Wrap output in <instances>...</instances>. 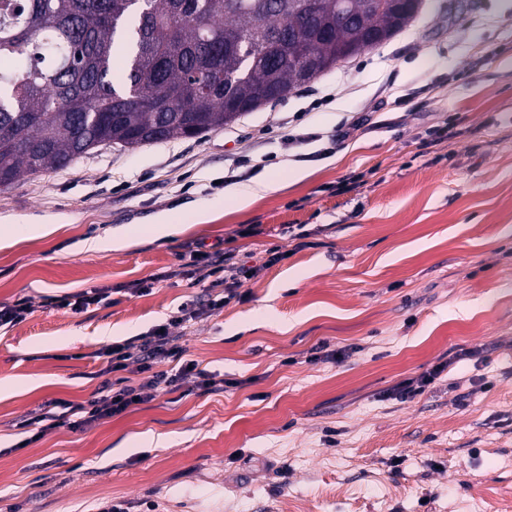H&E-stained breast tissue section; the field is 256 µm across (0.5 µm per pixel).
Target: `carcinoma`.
<instances>
[{
	"label": "carcinoma",
	"instance_id": "cac0c4a2",
	"mask_svg": "<svg viewBox=\"0 0 512 512\" xmlns=\"http://www.w3.org/2000/svg\"><path fill=\"white\" fill-rule=\"evenodd\" d=\"M402 0H0V188L197 137L392 38Z\"/></svg>",
	"mask_w": 512,
	"mask_h": 512
}]
</instances>
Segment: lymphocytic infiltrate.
I'll list each match as a JSON object with an SVG mask.
<instances>
[{
    "label": "lymphocytic infiltrate",
    "mask_w": 512,
    "mask_h": 512,
    "mask_svg": "<svg viewBox=\"0 0 512 512\" xmlns=\"http://www.w3.org/2000/svg\"><path fill=\"white\" fill-rule=\"evenodd\" d=\"M282 258V253L274 247L268 249L262 265L249 267L234 250L217 245L190 251L187 262L163 271L159 275L160 280L192 279L194 266L201 264L208 267L213 278L212 294L205 299L188 297L178 305L167 323L154 326L130 340L107 346L104 351L107 358L106 370L115 374V381L104 382L92 400L69 404L67 414L56 415L46 411L33 415L25 420L24 429L39 438L67 424L77 428L96 420L111 418L124 413L134 403L143 404L153 400L158 392H176L181 381L190 375L197 378L199 387L204 390L223 389V380L199 369L196 361L186 358L184 350L172 346L170 329L211 316L215 310L223 308L227 298L235 297L242 279L258 276L262 269L270 268ZM133 358L139 362L142 374L136 382L121 375L128 360ZM165 361L176 363V371L162 369L161 364Z\"/></svg>",
    "instance_id": "1"
}]
</instances>
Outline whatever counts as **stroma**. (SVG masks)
Masks as SVG:
<instances>
[{
    "label": "stroma",
    "instance_id": "stroma-1",
    "mask_svg": "<svg viewBox=\"0 0 512 512\" xmlns=\"http://www.w3.org/2000/svg\"><path fill=\"white\" fill-rule=\"evenodd\" d=\"M362 114L373 125L353 126ZM452 119L459 135L421 151L426 130ZM341 129L347 138L332 142ZM299 130L315 140L284 144ZM244 154L238 184L273 174L282 185L240 210L223 179ZM354 172L364 187L333 195ZM205 201L220 210L193 223ZM164 211L178 231L80 249ZM1 224L51 231L0 244V304L33 309L0 329V379L32 383L0 396V512H98L107 500L125 512L512 505V0H426L381 46L234 123L22 176L0 190ZM291 224L307 226L309 248L296 250ZM218 242L243 257L285 254L243 281L240 298L171 330L223 390L188 377L122 415L23 444L18 426L38 405L60 414L101 387L104 331L121 342L145 333L209 287L204 266L189 282L154 277ZM133 281L152 292H122ZM92 287L112 288L109 301L84 313L54 302ZM324 343L343 357L315 360ZM429 372L421 394L394 397ZM142 434L163 447H132Z\"/></svg>",
    "mask_w": 512,
    "mask_h": 512
}]
</instances>
